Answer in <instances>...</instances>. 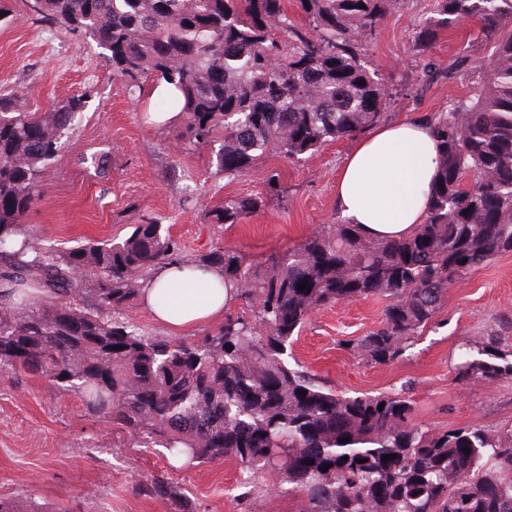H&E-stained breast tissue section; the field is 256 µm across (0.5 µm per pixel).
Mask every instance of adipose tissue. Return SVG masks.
Wrapping results in <instances>:
<instances>
[{
	"instance_id": "obj_1",
	"label": "adipose tissue",
	"mask_w": 512,
	"mask_h": 512,
	"mask_svg": "<svg viewBox=\"0 0 512 512\" xmlns=\"http://www.w3.org/2000/svg\"><path fill=\"white\" fill-rule=\"evenodd\" d=\"M438 145L416 120L377 124L348 153L336 180V208L369 238L402 239L423 222L438 171ZM161 324L186 330L220 316L230 297L218 269H157L142 290Z\"/></svg>"
}]
</instances>
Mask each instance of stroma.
Returning a JSON list of instances; mask_svg holds the SVG:
<instances>
[{
	"label": "stroma",
	"instance_id": "35a3bbf8",
	"mask_svg": "<svg viewBox=\"0 0 512 512\" xmlns=\"http://www.w3.org/2000/svg\"><path fill=\"white\" fill-rule=\"evenodd\" d=\"M0 6L9 12L0 21V95L24 90L33 112L51 111L77 95L84 102L43 194L23 219L27 232L49 248L122 238L134 225L156 222L180 241L185 259L227 246L258 264L340 222L336 178L355 136L326 144L301 163L271 152L255 171L224 176L210 150L181 144L179 126L148 123L149 113L165 111L164 99L129 96L94 42L32 15L23 0H0ZM429 9L430 0H402L364 43L391 95L384 121L446 111L475 90L470 74L429 80L411 51L413 27ZM270 170L279 175L274 191L265 181ZM227 197H260L266 205L245 223H212L210 210ZM386 305L369 298L315 311L293 345L296 360L352 396L406 391L416 423L426 429L472 425L495 435L512 429V377H454L466 344L512 353V252L449 288L406 358L372 364L343 343L373 330ZM163 470L199 512L295 510L276 476L260 481L255 502L241 501L235 461L169 468L161 448L136 447L128 433L90 414L75 393L38 375L0 373V498L64 512H169L164 501L140 490Z\"/></svg>",
	"mask_w": 512,
	"mask_h": 512
}]
</instances>
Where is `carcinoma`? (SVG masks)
<instances>
[{
  "label": "carcinoma",
  "mask_w": 512,
  "mask_h": 512,
  "mask_svg": "<svg viewBox=\"0 0 512 512\" xmlns=\"http://www.w3.org/2000/svg\"><path fill=\"white\" fill-rule=\"evenodd\" d=\"M398 5L298 0L301 24L285 0H32L29 9L93 39L130 96L149 78L173 85L183 144L214 150L218 171L236 177L270 151L300 162L382 118L389 93L362 43ZM469 20L491 52L440 67L432 50L441 34ZM411 48L429 77L477 75L472 95L419 117L440 147L423 222L401 240L333 224L260 267L213 249L196 263L221 271L248 311L189 341L150 335L126 316L152 271L181 261L164 225L62 252L22 230L82 99L39 113L21 95L0 97V371L51 379L187 466L234 459L242 487L274 474L298 512H512V432L425 430L404 393L348 396L290 351L315 310L381 297L378 326L347 347L374 364L401 361L448 288L512 252V0H432ZM264 205L228 197L210 218L241 224ZM455 371L496 379L512 375V360L470 344ZM141 491L170 512H197L163 475Z\"/></svg>",
  "instance_id": "carcinoma-1"
}]
</instances>
